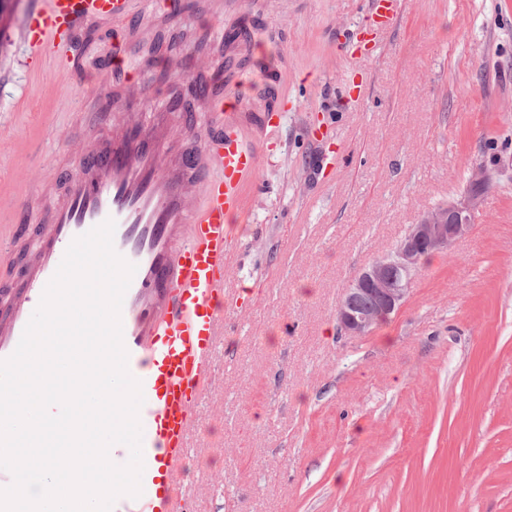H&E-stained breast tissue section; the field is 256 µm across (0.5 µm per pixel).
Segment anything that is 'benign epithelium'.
<instances>
[{"instance_id": "benign-epithelium-1", "label": "benign epithelium", "mask_w": 512, "mask_h": 512, "mask_svg": "<svg viewBox=\"0 0 512 512\" xmlns=\"http://www.w3.org/2000/svg\"><path fill=\"white\" fill-rule=\"evenodd\" d=\"M482 196L466 195L427 212L390 254L375 261L344 289L336 308L337 320L348 336L363 337L406 302L418 274L421 255L448 249L467 235ZM368 294L373 305L358 306L355 299Z\"/></svg>"}]
</instances>
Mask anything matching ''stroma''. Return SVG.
I'll return each instance as SVG.
<instances>
[{"label": "stroma", "mask_w": 512, "mask_h": 512, "mask_svg": "<svg viewBox=\"0 0 512 512\" xmlns=\"http://www.w3.org/2000/svg\"><path fill=\"white\" fill-rule=\"evenodd\" d=\"M202 0H154L162 56L146 67L137 19L80 30L76 75L31 76L22 23L37 0H0V179L33 224L66 189L76 152L121 125L99 81L148 89L139 124L170 117L193 62L213 48ZM238 0L225 13L224 69L253 43L239 97L280 87L291 103L265 148L248 223L233 227L227 332L182 471L195 512H512V0H406L346 97L339 40L367 0ZM27 106H19V99ZM341 145L330 178L319 156ZM492 187L471 232L424 258L403 307L362 338L336 305L411 224ZM311 291H301V283Z\"/></svg>", "instance_id": "stroma-1"}]
</instances>
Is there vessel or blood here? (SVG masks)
<instances>
[{"label":"vessel or blood","instance_id":"obj_1","mask_svg":"<svg viewBox=\"0 0 512 512\" xmlns=\"http://www.w3.org/2000/svg\"><path fill=\"white\" fill-rule=\"evenodd\" d=\"M403 10V0H368L370 25L353 35L349 54H373ZM138 13V0H39L22 25L30 73L65 71L79 30ZM247 78L196 83L204 140L132 124L105 145L80 149L76 179L46 226L30 225L0 187V279L11 287L0 300V359L15 351L76 237L113 219L115 250L136 266L121 323L144 398L142 493L119 497L113 512H190L193 503L178 474L195 448L198 405L224 337L225 268L235 247L227 226L246 214L264 147L289 112L284 95L258 114L231 104ZM23 238L34 244L27 256L13 250Z\"/></svg>","mask_w":512,"mask_h":512}]
</instances>
